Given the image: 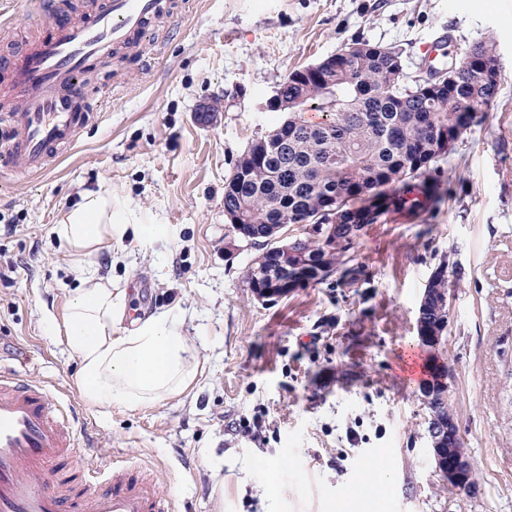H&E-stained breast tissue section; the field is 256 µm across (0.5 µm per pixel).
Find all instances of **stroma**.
I'll use <instances>...</instances> for the list:
<instances>
[{
    "mask_svg": "<svg viewBox=\"0 0 512 512\" xmlns=\"http://www.w3.org/2000/svg\"><path fill=\"white\" fill-rule=\"evenodd\" d=\"M181 3L182 28L155 40L150 66L95 60L80 91L89 120L62 160L36 176L0 166V369L45 386L91 443L96 480L148 469L175 512H512V0ZM1 9L0 56L49 31L28 0ZM432 36L446 37L449 63L486 44L500 67L496 101L438 163L442 201L366 226L351 283L258 299L243 271L261 249L230 245L224 181L280 120L265 102L293 70L357 41L398 47L417 75ZM203 102L219 104L216 124L197 122ZM101 182L165 233L112 242L90 264L126 291L128 319L177 312L200 362L191 389L145 409L90 403L52 331L79 286L53 228ZM443 258L454 269L443 356L474 499L435 474L418 391L431 354L415 319ZM260 459L278 465L281 496H266Z\"/></svg>",
    "mask_w": 512,
    "mask_h": 512,
    "instance_id": "35a3bbf8",
    "label": "stroma"
}]
</instances>
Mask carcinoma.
<instances>
[{"label":"carcinoma","instance_id":"cac0c4a2","mask_svg":"<svg viewBox=\"0 0 512 512\" xmlns=\"http://www.w3.org/2000/svg\"><path fill=\"white\" fill-rule=\"evenodd\" d=\"M498 92L468 70L439 90L411 87L402 52L377 53L368 43L354 53L344 46L323 72H291L273 108L286 118L250 142L224 183L233 240L267 242L281 235V225L301 224L298 256L289 261L351 274L365 226L392 212L415 215L441 199L436 179H420L444 158L440 136L470 129ZM332 203L339 217L334 239L324 233ZM261 272L269 281L279 268L260 255L244 278L250 284ZM446 287L448 261L442 259L425 292ZM422 320L429 327L447 322L448 306L429 304Z\"/></svg>","mask_w":512,"mask_h":512}]
</instances>
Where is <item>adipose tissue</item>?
Masks as SVG:
<instances>
[{
    "mask_svg": "<svg viewBox=\"0 0 512 512\" xmlns=\"http://www.w3.org/2000/svg\"><path fill=\"white\" fill-rule=\"evenodd\" d=\"M155 224L129 223L112 207V188L84 191L54 233L71 255L84 258L126 236L158 234ZM80 286L63 325L64 341L78 361L86 399L101 407L140 409L186 392L196 383V350L183 335L176 313L152 314L122 328L126 294L78 267Z\"/></svg>",
    "mask_w": 512,
    "mask_h": 512,
    "instance_id": "ef3b65f1",
    "label": "adipose tissue"
}]
</instances>
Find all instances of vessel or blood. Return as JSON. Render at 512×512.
<instances>
[{
  "label": "vessel or blood",
  "instance_id": "b4317fda",
  "mask_svg": "<svg viewBox=\"0 0 512 512\" xmlns=\"http://www.w3.org/2000/svg\"><path fill=\"white\" fill-rule=\"evenodd\" d=\"M31 7L49 22V34L0 60V111L10 117L0 164L30 175L73 147L87 120L78 82L89 64L112 51L142 53L151 30L177 27L172 0H97L81 22L65 17L63 0H32ZM79 448L45 387L0 372V512H170L142 469L113 466L100 492L84 471L58 478L57 464Z\"/></svg>",
  "mask_w": 512,
  "mask_h": 512
}]
</instances>
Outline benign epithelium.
I'll return each mask as SVG.
<instances>
[{
  "mask_svg": "<svg viewBox=\"0 0 512 512\" xmlns=\"http://www.w3.org/2000/svg\"><path fill=\"white\" fill-rule=\"evenodd\" d=\"M472 59L478 61V69L475 70V74L482 80L497 79L498 69L495 62L477 52L472 55ZM332 276V271L320 265L309 266L304 270L287 269L273 280L271 287L263 288L254 285L252 289L261 298H281L309 283L326 281ZM415 330L417 338L427 343L433 355H438L443 341L441 332L436 328L424 329L419 317L415 320ZM450 378V368L437 359L430 379L420 386L421 400L428 410V426L426 428L428 457L435 472L441 477L442 484L448 487V490L474 497L479 492L480 483L474 476V468L464 448L458 419L450 415L448 422L444 424L438 420L435 413V399L440 393L449 394Z\"/></svg>",
  "mask_w": 512,
  "mask_h": 512,
  "instance_id": "benign-epithelium-1",
  "label": "benign epithelium"
}]
</instances>
